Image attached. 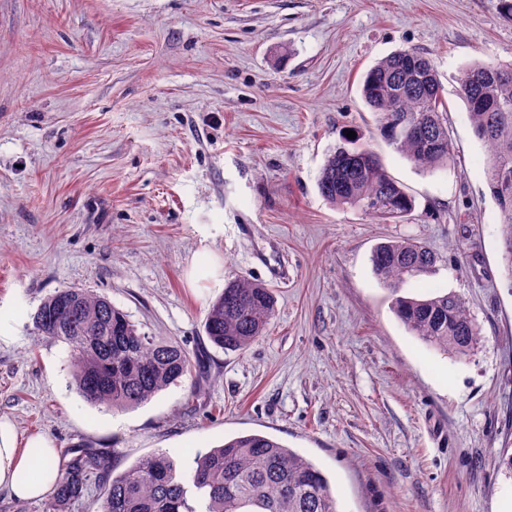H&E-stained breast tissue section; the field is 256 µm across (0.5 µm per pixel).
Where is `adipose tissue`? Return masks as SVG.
<instances>
[{
    "label": "adipose tissue",
    "mask_w": 512,
    "mask_h": 512,
    "mask_svg": "<svg viewBox=\"0 0 512 512\" xmlns=\"http://www.w3.org/2000/svg\"><path fill=\"white\" fill-rule=\"evenodd\" d=\"M60 475L54 441L43 434L20 436L0 417V490L21 500L45 498Z\"/></svg>",
    "instance_id": "ef3b65f1"
}]
</instances>
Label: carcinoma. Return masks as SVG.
I'll return each mask as SVG.
<instances>
[{
    "mask_svg": "<svg viewBox=\"0 0 512 512\" xmlns=\"http://www.w3.org/2000/svg\"><path fill=\"white\" fill-rule=\"evenodd\" d=\"M361 95L377 116V135L397 153L423 171L448 168L446 107L429 58L413 49L382 58L363 75ZM459 95L475 136L487 147L483 176L498 207L502 260L512 282V63L471 64L460 78ZM406 122L420 134H404ZM317 187L329 203L385 221H398L414 208L405 187L355 138L329 152ZM371 261L393 296L396 316L413 335L451 358L474 350L480 333L459 295H401L407 280L436 262L425 245L389 241L376 247ZM273 311L268 287L235 278L210 303L205 332L214 346L242 351L265 334ZM33 324L37 336L66 346L72 384L95 406H140L179 384L192 366L182 344L140 332L108 298L86 289H58L40 304ZM67 454L45 512H63L97 475L105 484L102 512H339L323 472L263 434L240 435L197 453L184 470L158 452L111 477L107 458L96 449Z\"/></svg>",
    "mask_w": 512,
    "mask_h": 512,
    "instance_id": "cac0c4a2",
    "label": "carcinoma"
}]
</instances>
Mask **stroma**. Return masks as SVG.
Masks as SVG:
<instances>
[{
  "instance_id": "stroma-1",
  "label": "stroma",
  "mask_w": 512,
  "mask_h": 512,
  "mask_svg": "<svg viewBox=\"0 0 512 512\" xmlns=\"http://www.w3.org/2000/svg\"><path fill=\"white\" fill-rule=\"evenodd\" d=\"M432 59L454 161L419 171L374 134L358 83ZM512 62L500 0H0V416L120 473L268 435L328 477L339 512H505L512 504V284L485 155L458 94L472 62ZM355 132L413 195L380 222L319 194ZM403 238L436 256L405 285L455 292L479 333L452 359L410 333L374 275ZM271 288L265 336L208 339L231 278ZM107 297L193 356L134 409L86 403L32 316L57 289Z\"/></svg>"
}]
</instances>
